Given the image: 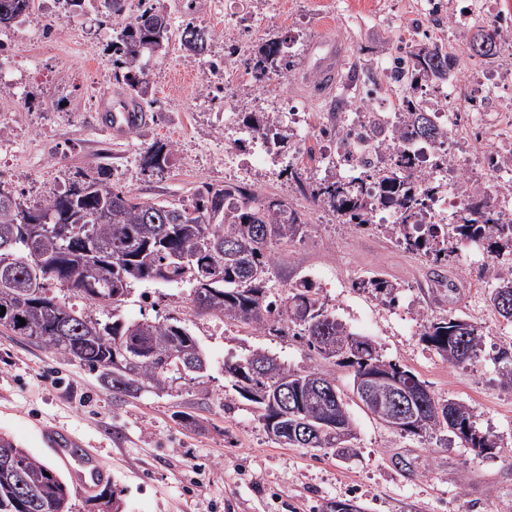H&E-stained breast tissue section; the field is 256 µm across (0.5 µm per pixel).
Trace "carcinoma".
Masks as SVG:
<instances>
[{"label": "carcinoma", "instance_id": "cac0c4a2", "mask_svg": "<svg viewBox=\"0 0 512 512\" xmlns=\"http://www.w3.org/2000/svg\"><path fill=\"white\" fill-rule=\"evenodd\" d=\"M32 4L33 0H0V27L30 12ZM103 7L107 18L120 20L121 30L112 42L113 65L131 93L143 101L147 91L139 60L144 52H157L168 44L170 23L159 22L162 14L150 0H140L138 13L128 20L123 19L125 0H103ZM472 29L484 34L490 44V50L479 60L494 62L502 45L501 28L475 23ZM178 37L186 52L201 55L208 49L212 33L188 22L178 30ZM244 64L262 81L294 67L285 39L253 46ZM451 67L448 50L441 44L399 48L389 76L402 88L399 108L404 115L403 127L390 140L395 160L385 168L369 172L359 169L349 177L327 176L316 183L311 196L342 223L358 227L371 224L370 215L378 209L393 208L396 222L390 230L397 241L408 250L432 255L436 262L448 260V244L454 240L481 243L492 257L486 267L488 276L498 287L512 284V263L497 262L500 253H512V221H501L487 190L465 192L455 222L446 229L440 231L433 224L427 233L418 232V216L427 206L433 187L424 178L406 175L413 164L406 145L413 139L436 141L439 153L435 161L448 162V134L434 125L422 106L423 96L417 92L445 82ZM242 123L248 132L275 146L294 137L277 117L266 113L251 112ZM172 154V145L152 143L140 155L141 171L163 172ZM82 218L89 227H78L76 246L93 251L99 265L87 275V281L72 283L69 267L76 266L81 256L67 257L62 244ZM24 220L49 225L32 250L21 238ZM304 226V215L291 204L263 195L248 184H204L190 204L143 201L114 189L100 169L80 173V179L36 206H27L0 189V308H6L7 319L0 326L45 346L64 360L98 372L114 394L165 392L183 378L179 353L202 356L203 348L186 324L175 317L126 322L116 311L134 283L188 284L195 313L261 327L275 336L293 325L300 328L298 336L306 339L308 348L324 361L319 367L292 370L260 349L243 359L224 361V373L236 391L256 405L269 435L278 437V427L296 418L328 421L326 429L313 434L312 442L290 439L283 445L343 448L350 444L354 421L347 404L324 396V389L336 386L337 366L350 369L355 378L396 379L419 395L413 417L397 428L402 435L450 432L471 448L500 447L496 439L476 429L470 405L436 397L414 372L384 359L373 340L328 313L310 280L303 279L288 287L284 295L270 299L269 277L277 261L274 244L294 240ZM33 251L43 263L58 266V283L67 291L92 305L112 307V321L102 323L75 310L66 298L49 295L47 278L31 257ZM183 253L196 258L185 262L177 259ZM115 254L122 259L116 271L109 262ZM202 279L210 281L212 289L204 301L196 294ZM357 288L390 300L398 291V285L380 277L362 279ZM322 336L333 337L334 344L346 346V351L338 356L324 354L318 344ZM422 340L444 361L460 364L478 357L482 333L476 324L464 319L439 318L428 321ZM120 349L135 362L131 375L112 366L114 352ZM390 386L377 380L371 387L367 409L381 420L386 416ZM5 457L11 458L7 469L1 462ZM0 512H72L67 484L33 454L2 435Z\"/></svg>", "mask_w": 512, "mask_h": 512}]
</instances>
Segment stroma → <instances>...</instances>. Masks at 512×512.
Segmentation results:
<instances>
[{
	"label": "stroma",
	"instance_id": "1",
	"mask_svg": "<svg viewBox=\"0 0 512 512\" xmlns=\"http://www.w3.org/2000/svg\"><path fill=\"white\" fill-rule=\"evenodd\" d=\"M44 0L0 31V186L36 204L102 167L113 186L148 201L191 202L203 184L244 182L288 201L304 214L301 238L280 245L281 259L268 283L272 295L312 280L325 309L374 340L384 359L413 371L435 396L469 404L479 431L497 436L502 449L476 455L457 437L406 436L377 422L352 394L350 370L337 369L357 437L342 459L330 448L275 444L258 411L224 374L227 358L260 348L295 370L320 359L297 336H272L230 320L195 315L189 286L133 284L120 313L129 320L174 316L196 336L209 359L200 382L161 393L118 398L97 372L59 360L45 347L0 331V435L28 449L54 471L41 432L66 427L94 448L112 472L119 512H322L325 503L352 499L365 512H512V389L501 382L499 353L512 349V322L500 317L482 270L483 246L459 244L445 266L411 252L382 227L339 223L317 206L311 189L329 174V130L341 113L336 103L364 94L373 71L383 90L400 45L428 42L454 47L449 12L470 8L478 22L501 25L508 43L493 67L505 74L495 98L512 100V0H153L172 29L186 22L215 35L207 56L188 55L178 39L144 53L148 127L113 141L97 118L104 92L125 93L114 76L110 44L116 21L97 0L71 7L62 0L53 30L42 21ZM287 40L298 68L272 76L268 99L239 82L242 60L227 59L267 40ZM344 57L330 83L313 77L330 47ZM223 81L227 97L212 96L200 75ZM304 106L307 127L280 147L261 149L243 131L244 114L277 111L281 100ZM173 144L170 164L142 173L141 150ZM299 179H291L290 169ZM378 275L400 287L393 304L355 288ZM446 285H439L438 276ZM452 315L481 326L477 359L452 365L422 340L430 319ZM195 416L185 426L174 411ZM405 457L409 470L394 464Z\"/></svg>",
	"mask_w": 512,
	"mask_h": 512
}]
</instances>
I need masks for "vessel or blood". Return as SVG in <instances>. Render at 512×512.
Listing matches in <instances>:
<instances>
[{
	"mask_svg": "<svg viewBox=\"0 0 512 512\" xmlns=\"http://www.w3.org/2000/svg\"><path fill=\"white\" fill-rule=\"evenodd\" d=\"M101 112L103 129L117 139L125 138L147 120L146 113L125 95L104 98ZM46 441L50 452L64 463L83 493H94L99 486L111 481V471L101 464L97 454L82 449L80 440L70 430L48 429Z\"/></svg>",
	"mask_w": 512,
	"mask_h": 512,
	"instance_id": "vessel-or-blood-1",
	"label": "vessel or blood"
}]
</instances>
